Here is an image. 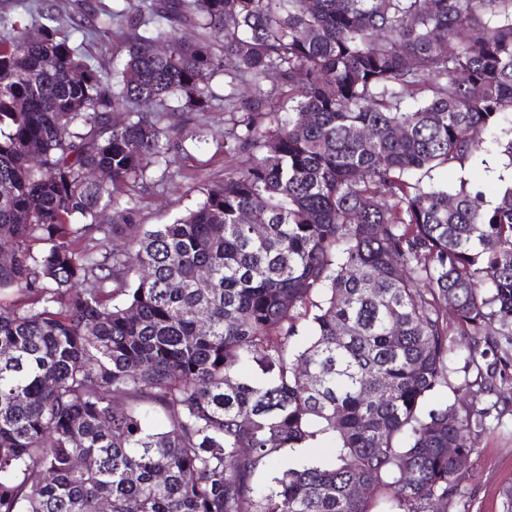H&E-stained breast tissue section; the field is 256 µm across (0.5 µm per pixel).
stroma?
Returning <instances> with one entry per match:
<instances>
[{
  "label": "stroma",
  "mask_w": 512,
  "mask_h": 512,
  "mask_svg": "<svg viewBox=\"0 0 512 512\" xmlns=\"http://www.w3.org/2000/svg\"><path fill=\"white\" fill-rule=\"evenodd\" d=\"M116 5V0H0V15L22 18L29 26H37L41 13L53 11L60 15V32L79 45L84 54L94 58L104 72L112 70L113 54L122 52L119 34L111 32L100 37L73 31L74 21H93L104 18ZM215 100L207 112H179L174 120L182 125L189 138L182 147L173 148L171 158L175 178L163 177L154 171L147 181L132 182L125 188V200L131 206L128 222L132 227L146 229L156 224H167L201 199L202 183L222 181L225 171L235 166V158L224 153V76L216 74L212 80ZM203 132L204 143L191 141L194 132ZM504 172L495 152H488L485 161H469L464 166H452L432 172L433 182L448 186L470 180L480 174L488 200H495ZM506 384H498L496 391L482 394L481 405H493L486 420V428L473 435V452L467 460L462 480V495L452 512H507L505 493L512 489V397L506 393Z\"/></svg>",
  "instance_id": "1"
}]
</instances>
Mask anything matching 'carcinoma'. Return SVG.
<instances>
[{
	"instance_id": "carcinoma-1",
	"label": "carcinoma",
	"mask_w": 512,
	"mask_h": 512,
	"mask_svg": "<svg viewBox=\"0 0 512 512\" xmlns=\"http://www.w3.org/2000/svg\"><path fill=\"white\" fill-rule=\"evenodd\" d=\"M120 2L110 77L52 12L0 17V512L451 508L448 446L470 456L489 415L466 395L512 355L434 401L446 314L473 360L512 344V180L490 204L423 179L512 117V0ZM220 72L243 161L109 249L99 214L129 213L122 186L169 170L179 132L139 106L207 112ZM320 438L333 464L261 480Z\"/></svg>"
}]
</instances>
